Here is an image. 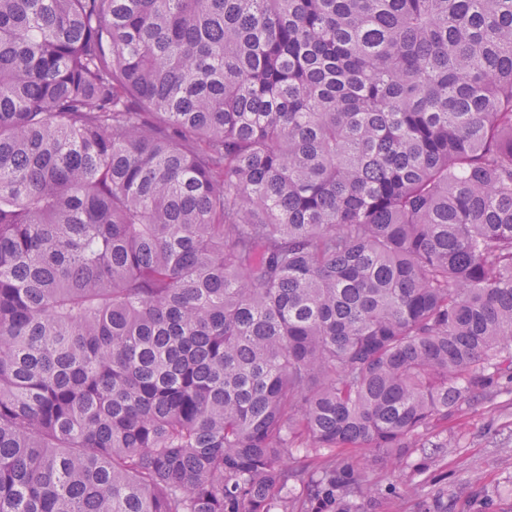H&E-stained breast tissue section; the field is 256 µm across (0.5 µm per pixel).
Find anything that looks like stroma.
I'll list each match as a JSON object with an SVG mask.
<instances>
[{
  "mask_svg": "<svg viewBox=\"0 0 512 512\" xmlns=\"http://www.w3.org/2000/svg\"><path fill=\"white\" fill-rule=\"evenodd\" d=\"M361 458L372 492L346 512H512V378L494 377L402 458Z\"/></svg>",
  "mask_w": 512,
  "mask_h": 512,
  "instance_id": "stroma-1",
  "label": "stroma"
}]
</instances>
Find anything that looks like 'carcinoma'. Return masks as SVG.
<instances>
[{"label": "carcinoma", "instance_id": "carcinoma-1", "mask_svg": "<svg viewBox=\"0 0 512 512\" xmlns=\"http://www.w3.org/2000/svg\"><path fill=\"white\" fill-rule=\"evenodd\" d=\"M492 373L512 0H0V512H336Z\"/></svg>", "mask_w": 512, "mask_h": 512}]
</instances>
